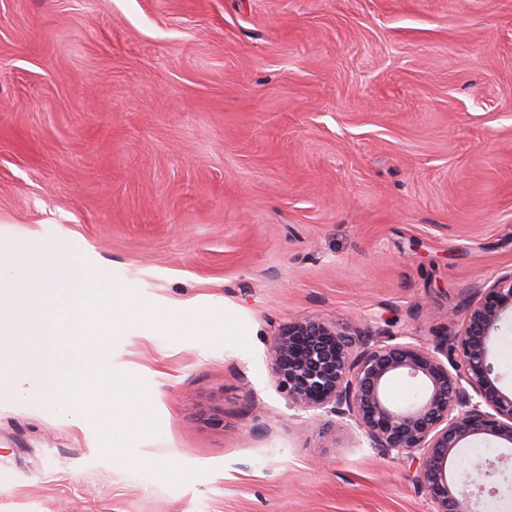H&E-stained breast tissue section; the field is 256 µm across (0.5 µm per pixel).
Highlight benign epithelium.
Segmentation results:
<instances>
[{"mask_svg": "<svg viewBox=\"0 0 512 512\" xmlns=\"http://www.w3.org/2000/svg\"><path fill=\"white\" fill-rule=\"evenodd\" d=\"M512 317V272L481 289L465 309L462 331L432 346L381 339L351 326L304 317L278 327L274 378L290 406L320 412L326 429L356 428L354 441L415 464L431 512H477L499 493L493 461L451 470L457 451L476 437L512 444V391L499 386L490 342ZM398 377L418 379L420 398L400 406L389 396Z\"/></svg>", "mask_w": 512, "mask_h": 512, "instance_id": "benign-epithelium-1", "label": "benign epithelium"}]
</instances>
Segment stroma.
I'll return each mask as SVG.
<instances>
[{
    "label": "stroma",
    "instance_id": "stroma-1",
    "mask_svg": "<svg viewBox=\"0 0 512 512\" xmlns=\"http://www.w3.org/2000/svg\"><path fill=\"white\" fill-rule=\"evenodd\" d=\"M249 349L126 330L159 430L129 464L0 376V512H429L406 460L274 382L275 329L320 317L429 346L512 271V0H0V249ZM512 512V445L492 437Z\"/></svg>",
    "mask_w": 512,
    "mask_h": 512
}]
</instances>
